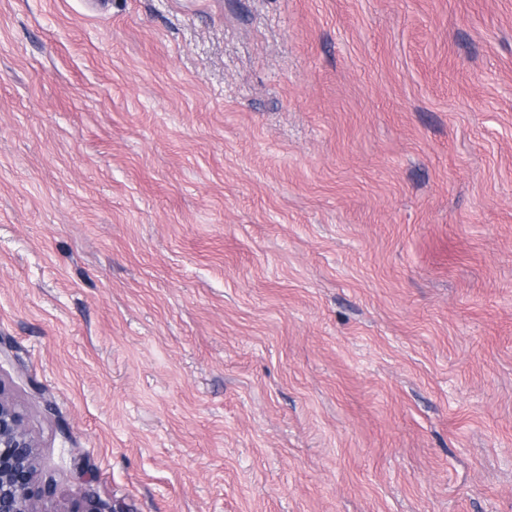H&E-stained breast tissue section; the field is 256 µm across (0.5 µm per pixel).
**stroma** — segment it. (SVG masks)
<instances>
[{"mask_svg": "<svg viewBox=\"0 0 512 512\" xmlns=\"http://www.w3.org/2000/svg\"><path fill=\"white\" fill-rule=\"evenodd\" d=\"M0 339L42 512H512V0H0Z\"/></svg>", "mask_w": 512, "mask_h": 512, "instance_id": "1", "label": "stroma"}]
</instances>
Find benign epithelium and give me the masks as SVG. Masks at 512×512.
Returning <instances> with one entry per match:
<instances>
[{
    "label": "benign epithelium",
    "mask_w": 512,
    "mask_h": 512,
    "mask_svg": "<svg viewBox=\"0 0 512 512\" xmlns=\"http://www.w3.org/2000/svg\"><path fill=\"white\" fill-rule=\"evenodd\" d=\"M52 495V485L39 483L38 442L0 385V512H41Z\"/></svg>",
    "instance_id": "7a95c632"
}]
</instances>
